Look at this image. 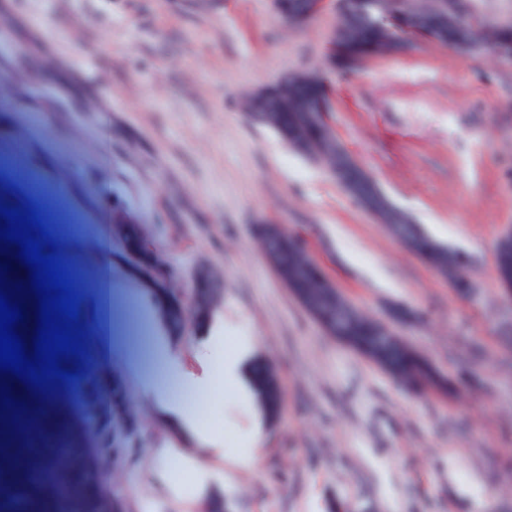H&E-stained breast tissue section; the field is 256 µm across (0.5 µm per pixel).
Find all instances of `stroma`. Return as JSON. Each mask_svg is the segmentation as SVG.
I'll return each instance as SVG.
<instances>
[{"instance_id":"stroma-1","label":"stroma","mask_w":512,"mask_h":512,"mask_svg":"<svg viewBox=\"0 0 512 512\" xmlns=\"http://www.w3.org/2000/svg\"><path fill=\"white\" fill-rule=\"evenodd\" d=\"M335 0L303 27L272 0H0V176L76 246L79 320L118 302L114 338L99 337L100 372L78 367L60 398L75 422L100 408L80 392L118 378L142 440L104 460L98 481L129 512H512V301L495 246L512 228V61L470 57L422 39L332 62ZM316 72L327 120L388 197L435 240L462 252L474 288L446 280L393 238L323 165L246 116L247 95L289 72ZM189 300L200 266L224 280L209 323L187 336L160 324L148 272L137 270L116 214ZM287 225L338 292L395 329L458 387L413 391L328 336L268 266L259 222ZM112 250V265L99 259ZM276 370L277 424L242 399L244 374L224 354ZM164 345L192 380L211 381L194 425L144 394L132 354ZM211 435L202 442L198 431ZM176 456H169V449Z\"/></svg>"}]
</instances>
